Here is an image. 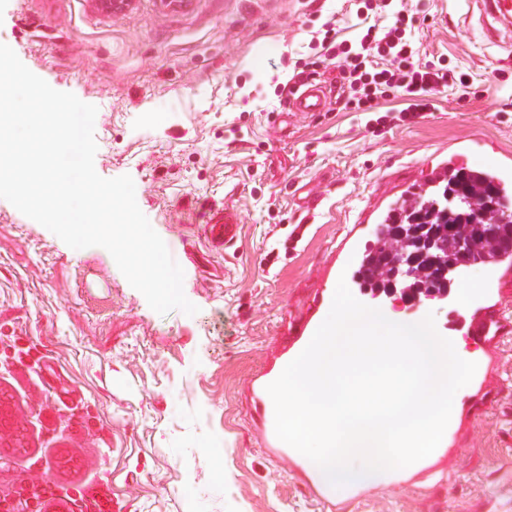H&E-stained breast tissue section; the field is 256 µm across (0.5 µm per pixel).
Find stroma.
Here are the masks:
<instances>
[{
	"mask_svg": "<svg viewBox=\"0 0 512 512\" xmlns=\"http://www.w3.org/2000/svg\"><path fill=\"white\" fill-rule=\"evenodd\" d=\"M363 0H0V44L53 89L95 105L94 165L131 176L136 201L184 272L196 315H161L94 246L75 250L0 199V336L36 344L43 367L0 358L6 413L0 498L27 485L72 497L106 482L112 512H321L261 437L254 387L323 319L317 291L345 281L361 303L453 334L458 295L512 316V265L461 268L447 298L417 307L359 288L379 213L448 158L512 149V27L481 33V0H420V57L468 73L418 123L367 126L331 104L295 112L285 85L311 30L335 15L357 36ZM235 224L217 248L206 224ZM495 415L458 434L459 470L384 486L347 512H512V340L499 345ZM224 451L216 467L212 449Z\"/></svg>",
	"mask_w": 512,
	"mask_h": 512,
	"instance_id": "1",
	"label": "stroma"
}]
</instances>
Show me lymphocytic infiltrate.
I'll use <instances>...</instances> for the list:
<instances>
[{
    "mask_svg": "<svg viewBox=\"0 0 512 512\" xmlns=\"http://www.w3.org/2000/svg\"><path fill=\"white\" fill-rule=\"evenodd\" d=\"M370 11L372 20L365 22L353 42L338 39L332 17L312 31L310 52L295 62L293 80L305 82L319 67H336V100L344 110L373 112L379 98L396 93L406 102L397 115L405 124L416 123L429 111L437 94L470 89L467 74L430 61L420 62L413 35L415 17L408 13L403 0H377Z\"/></svg>",
    "mask_w": 512,
    "mask_h": 512,
    "instance_id": "f902f5d3",
    "label": "lymphocytic infiltrate"
}]
</instances>
